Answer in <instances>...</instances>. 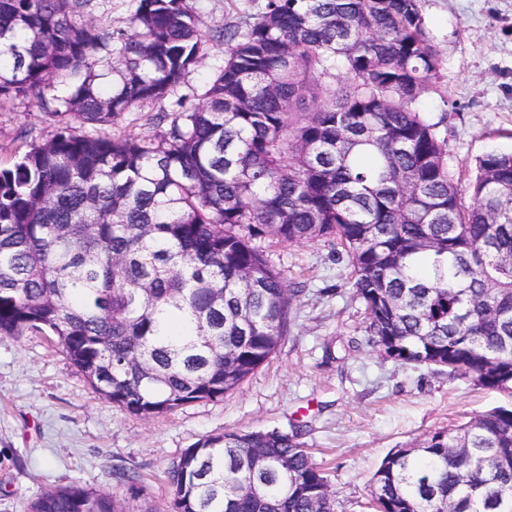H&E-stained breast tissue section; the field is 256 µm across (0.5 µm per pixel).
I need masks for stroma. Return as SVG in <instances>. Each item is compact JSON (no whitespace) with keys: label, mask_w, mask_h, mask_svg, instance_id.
Wrapping results in <instances>:
<instances>
[{"label":"stroma","mask_w":512,"mask_h":512,"mask_svg":"<svg viewBox=\"0 0 512 512\" xmlns=\"http://www.w3.org/2000/svg\"><path fill=\"white\" fill-rule=\"evenodd\" d=\"M262 4L193 0L208 29ZM422 12L441 59L438 90L422 104L430 116L447 113L448 164L465 182L476 157L512 152V0H423ZM223 62V46L209 44L185 84L125 114L110 134L155 133V113L181 98L195 104L191 88ZM55 129L28 101L0 110V164ZM259 246L301 294L276 353L222 398L140 418L100 395L52 337L0 336V512H26L40 493L76 482L117 494L131 512H172L167 472L187 448L208 435L295 424L328 477L335 512H376L372 480L388 455L512 405L510 394L397 363L370 344L349 259L334 241L267 237ZM118 468L137 472L136 485L119 482Z\"/></svg>","instance_id":"stroma-1"}]
</instances>
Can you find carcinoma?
Here are the masks:
<instances>
[{
  "instance_id": "carcinoma-1",
  "label": "carcinoma",
  "mask_w": 512,
  "mask_h": 512,
  "mask_svg": "<svg viewBox=\"0 0 512 512\" xmlns=\"http://www.w3.org/2000/svg\"><path fill=\"white\" fill-rule=\"evenodd\" d=\"M89 2L0 0V109L25 97L57 123L0 167L1 336L55 337L139 417L222 398L277 351L300 293L256 241L326 238L383 355L512 392V153L455 178L447 113L420 108L440 70L422 0H266L208 31L191 0H133L110 31ZM208 41L224 66L201 105L106 132ZM301 437L202 439L169 470L175 512H334ZM373 488L387 512H512V410L387 456ZM29 512L128 508L72 484Z\"/></svg>"
}]
</instances>
